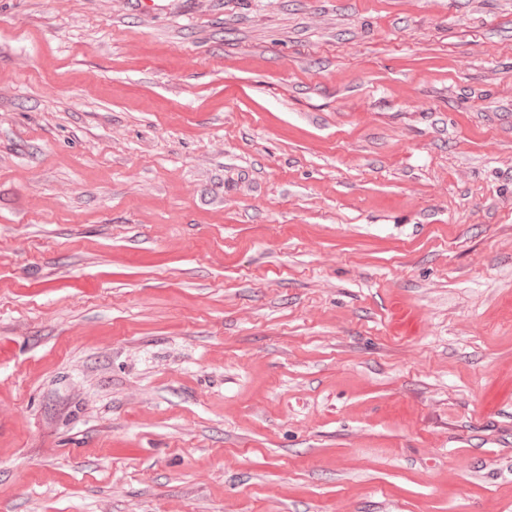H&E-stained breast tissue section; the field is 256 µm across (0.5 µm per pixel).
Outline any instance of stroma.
Segmentation results:
<instances>
[{"label": "stroma", "mask_w": 512, "mask_h": 512, "mask_svg": "<svg viewBox=\"0 0 512 512\" xmlns=\"http://www.w3.org/2000/svg\"><path fill=\"white\" fill-rule=\"evenodd\" d=\"M0 512H512V0H0Z\"/></svg>", "instance_id": "obj_1"}]
</instances>
